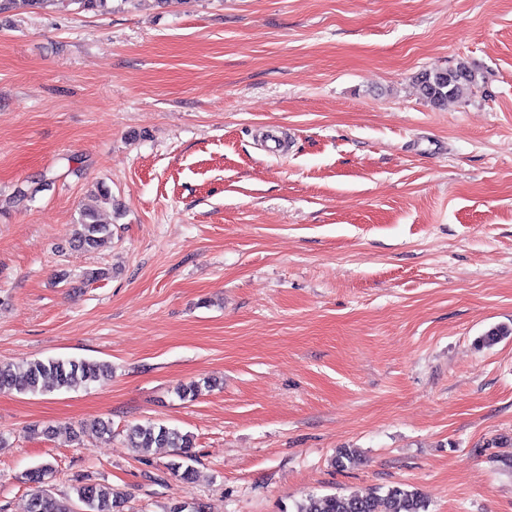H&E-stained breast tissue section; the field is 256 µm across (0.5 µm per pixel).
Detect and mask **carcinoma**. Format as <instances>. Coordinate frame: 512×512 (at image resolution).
Listing matches in <instances>:
<instances>
[{
  "label": "carcinoma",
  "instance_id": "carcinoma-1",
  "mask_svg": "<svg viewBox=\"0 0 512 512\" xmlns=\"http://www.w3.org/2000/svg\"><path fill=\"white\" fill-rule=\"evenodd\" d=\"M480 74L469 63L460 61L454 67L423 71L416 75L419 95L435 107L450 100L466 99L479 87ZM112 240V227L100 218L99 210L85 207L80 212L71 245L95 251ZM112 373L109 365L86 359L31 360L24 364L0 361V392L37 394L42 382L51 379L57 388L71 390L86 387ZM131 447L147 452L151 448H181L189 452L192 436L163 424L147 422L133 427L128 434ZM77 500L84 512H115L123 503L121 493L101 483L79 482L75 486ZM27 512H71L58 502L49 490L38 488L31 494ZM296 512H426V502L415 490L400 486L389 488L385 494L310 495L298 505Z\"/></svg>",
  "mask_w": 512,
  "mask_h": 512
}]
</instances>
